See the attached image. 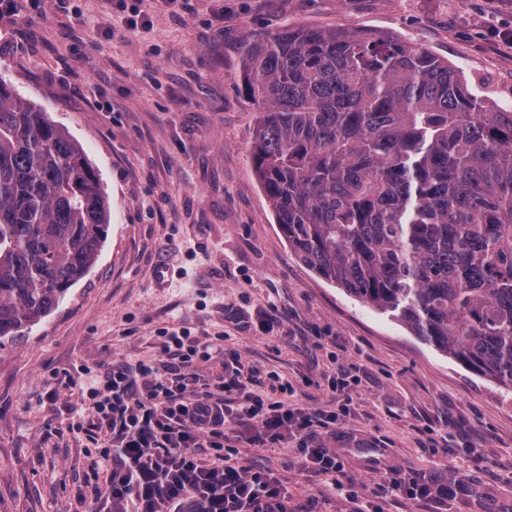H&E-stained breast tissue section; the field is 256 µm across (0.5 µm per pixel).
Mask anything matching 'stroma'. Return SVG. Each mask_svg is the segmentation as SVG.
Returning <instances> with one entry per match:
<instances>
[{
    "label": "stroma",
    "instance_id": "stroma-1",
    "mask_svg": "<svg viewBox=\"0 0 512 512\" xmlns=\"http://www.w3.org/2000/svg\"><path fill=\"white\" fill-rule=\"evenodd\" d=\"M18 0L0 18V73L83 147L112 203L90 272L59 307L0 343V512H75L96 446L75 425L83 367L162 364L163 330L222 340L254 391L325 418L339 485L298 439H238L292 512H512V392L327 282L290 251L254 175L258 118L246 39L286 25L368 28L462 68L512 107V0ZM288 391H280V384ZM57 401H49L50 393ZM409 476L444 500L405 505Z\"/></svg>",
    "mask_w": 512,
    "mask_h": 512
}]
</instances>
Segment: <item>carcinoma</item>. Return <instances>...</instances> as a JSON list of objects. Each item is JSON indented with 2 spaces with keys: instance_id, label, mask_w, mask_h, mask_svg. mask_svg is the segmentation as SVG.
I'll use <instances>...</instances> for the list:
<instances>
[{
  "instance_id": "1",
  "label": "carcinoma",
  "mask_w": 512,
  "mask_h": 512,
  "mask_svg": "<svg viewBox=\"0 0 512 512\" xmlns=\"http://www.w3.org/2000/svg\"><path fill=\"white\" fill-rule=\"evenodd\" d=\"M254 172L304 265L512 391V112L369 29L245 43ZM111 205L81 145L0 75V340L96 263Z\"/></svg>"
}]
</instances>
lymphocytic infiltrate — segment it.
Returning a JSON list of instances; mask_svg holds the SVG:
<instances>
[{"label": "lymphocytic infiltrate", "instance_id": "f902f5d3", "mask_svg": "<svg viewBox=\"0 0 512 512\" xmlns=\"http://www.w3.org/2000/svg\"><path fill=\"white\" fill-rule=\"evenodd\" d=\"M165 352L169 365L119 363L93 377L90 427L111 430L112 445L97 451L104 490L76 491L78 505L94 512H291L272 473L230 464V426L261 445L301 432L299 454L318 474L341 475V457L319 444L313 414L251 391L239 358L225 362L213 390H200L192 362L223 355L222 344L188 346L174 332Z\"/></svg>", "mask_w": 512, "mask_h": 512}]
</instances>
